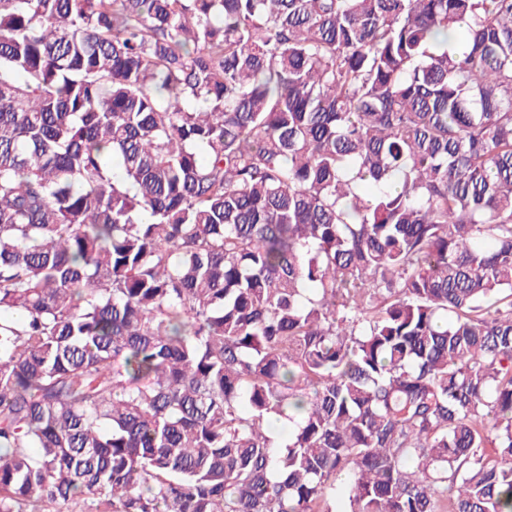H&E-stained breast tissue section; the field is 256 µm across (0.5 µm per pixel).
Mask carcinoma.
I'll list each match as a JSON object with an SVG mask.
<instances>
[{
	"label": "carcinoma",
	"instance_id": "cac0c4a2",
	"mask_svg": "<svg viewBox=\"0 0 512 512\" xmlns=\"http://www.w3.org/2000/svg\"><path fill=\"white\" fill-rule=\"evenodd\" d=\"M0 512H512V0H0Z\"/></svg>",
	"mask_w": 512,
	"mask_h": 512
}]
</instances>
